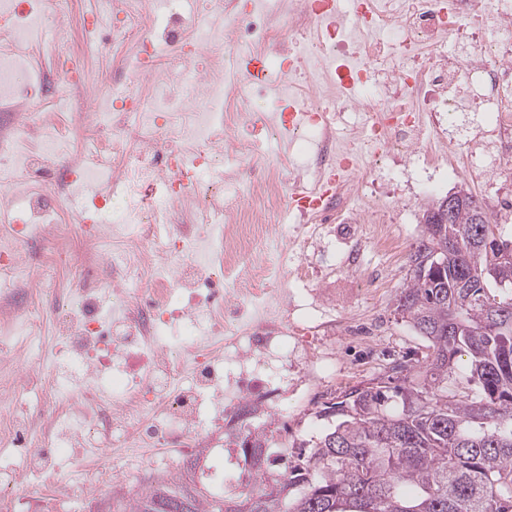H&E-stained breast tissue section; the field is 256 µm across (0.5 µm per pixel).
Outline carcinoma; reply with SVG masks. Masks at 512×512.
Returning <instances> with one entry per match:
<instances>
[{"label": "carcinoma", "mask_w": 512, "mask_h": 512, "mask_svg": "<svg viewBox=\"0 0 512 512\" xmlns=\"http://www.w3.org/2000/svg\"><path fill=\"white\" fill-rule=\"evenodd\" d=\"M422 213V236L396 311L428 342L419 373L356 386L326 402L323 434L302 449L278 493L224 502L197 487L159 481L133 512H512V271L500 256L512 244L494 232L492 215L470 193L456 194L449 224ZM467 356L475 395H448L454 359ZM257 470L267 449H243Z\"/></svg>", "instance_id": "cac0c4a2"}]
</instances>
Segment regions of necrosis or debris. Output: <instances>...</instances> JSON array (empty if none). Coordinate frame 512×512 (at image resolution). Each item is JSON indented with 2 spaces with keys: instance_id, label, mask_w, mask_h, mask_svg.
Segmentation results:
<instances>
[{
  "instance_id": "necrosis-or-debris-1",
  "label": "necrosis or debris",
  "mask_w": 512,
  "mask_h": 512,
  "mask_svg": "<svg viewBox=\"0 0 512 512\" xmlns=\"http://www.w3.org/2000/svg\"><path fill=\"white\" fill-rule=\"evenodd\" d=\"M49 2L0 0V108L9 114L0 173L12 186L0 196L10 217L0 236V376L32 391L20 348L48 331L56 339L50 357L29 359L53 381L50 415H41V399L26 411L0 394V493L19 491L31 472L51 484L59 449L83 452L86 488L97 453L117 459L169 439L208 448L218 430L225 466L215 487L228 498L269 490L279 470H251L239 444L273 439L272 403L319 386L335 337L346 333H311L325 326L328 304L311 288L304 257L324 214L335 207L353 227L346 267L362 268L370 249L393 266L404 239L364 221L373 187L366 159L394 151L474 183L512 157V0H350L346 13L339 0H279L275 12L287 16L294 46L283 65L314 109L297 150L318 198L292 204L278 170L244 182L224 166L262 130L230 106L244 91L240 63L276 39L271 20L253 12L246 26L233 14L217 27L220 0H168L154 20L144 0H97L76 51L66 14L44 33ZM115 13L124 23L104 39ZM136 36L143 45L123 61L129 81L104 88L73 145L59 119L60 87L89 83L85 54L117 52ZM332 112L358 122L342 130ZM92 178L100 191L74 210L80 184ZM286 209L300 220L289 232L278 219ZM66 217L98 247L107 289L86 282L68 294L32 282V245L49 243ZM287 246L299 256L298 287L284 296L275 282ZM176 293L185 305L174 311ZM109 304L121 316H105Z\"/></svg>"
}]
</instances>
